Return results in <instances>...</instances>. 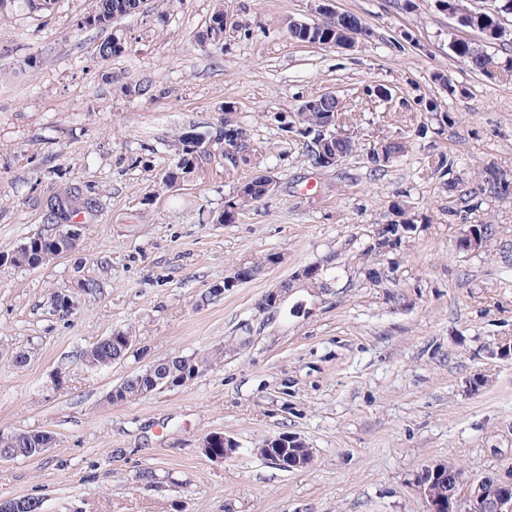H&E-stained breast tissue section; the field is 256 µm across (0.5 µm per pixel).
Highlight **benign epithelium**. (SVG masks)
<instances>
[{
  "label": "benign epithelium",
  "instance_id": "7a95c632",
  "mask_svg": "<svg viewBox=\"0 0 512 512\" xmlns=\"http://www.w3.org/2000/svg\"><path fill=\"white\" fill-rule=\"evenodd\" d=\"M486 12H495V0H449L448 15L457 19L461 25L468 24L470 17ZM329 21L336 31L343 35L351 34V29L359 28V23L350 15L333 12ZM343 107L336 102V109L327 114L323 135L317 138L320 166L331 167L341 162V159L330 154L326 147L330 137L343 134ZM246 133L238 127H224V157L233 163L244 159ZM80 225L72 220L59 225L54 234L55 245L45 250L43 260L53 259L76 248L80 239ZM331 265L319 267L303 266L297 269L289 279L281 281L276 287L265 293L256 303V309L262 313L268 312L289 296L292 289L289 284H299L306 287L311 296L317 297L330 288L327 278ZM79 287L54 295L50 300L51 309L56 313L70 314L79 306ZM186 371L176 380L155 372V366H150L145 374L149 379L150 389L165 383L171 388L179 382L188 383V378L196 375L194 364L190 357H182ZM273 451L269 452L265 461L282 469L303 467L309 463V456H300L302 441L288 436H278L269 439ZM233 440L222 434H214L204 442V451L215 460H222L236 450ZM416 484L419 493L427 500L429 512H512V474L506 478L484 476L472 481L461 494L462 476L460 470L449 472L444 469V463H432L418 474Z\"/></svg>",
  "mask_w": 512,
  "mask_h": 512
}]
</instances>
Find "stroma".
I'll return each instance as SVG.
<instances>
[{"label": "stroma", "mask_w": 512, "mask_h": 512, "mask_svg": "<svg viewBox=\"0 0 512 512\" xmlns=\"http://www.w3.org/2000/svg\"><path fill=\"white\" fill-rule=\"evenodd\" d=\"M315 0H143L132 16L84 26L96 0L32 11L13 0L0 21V433L47 431L36 458L0 461V500L41 512H428L415 478L444 462L464 482L512 469V188L476 191L479 169L512 185V81L472 73L450 40L480 33L438 0H332L366 30L353 47L298 42L292 21ZM224 40L197 37L215 10ZM124 49L104 59L111 35ZM340 98L357 149L320 168L295 114L314 95ZM231 121L245 160H211L165 184L180 137ZM407 137L382 171L371 150ZM265 173L273 194L235 223L216 218L239 186ZM100 201L75 250L38 268L10 262L51 232L46 201L68 185ZM407 204L424 229L396 250L362 256L358 241ZM493 220L479 251L458 240ZM277 263H268V255ZM334 257L319 297L297 290L279 309L256 301L298 268ZM250 281L210 298L237 267ZM87 279L95 294L68 316L53 294ZM129 330L111 366L83 354ZM223 349L192 382L127 403L113 386L170 355ZM63 385H55V374ZM220 433L237 449L210 459ZM290 435L313 456L286 471L257 453ZM152 469L155 482L138 479Z\"/></svg>", "instance_id": "35a3bbf8"}]
</instances>
